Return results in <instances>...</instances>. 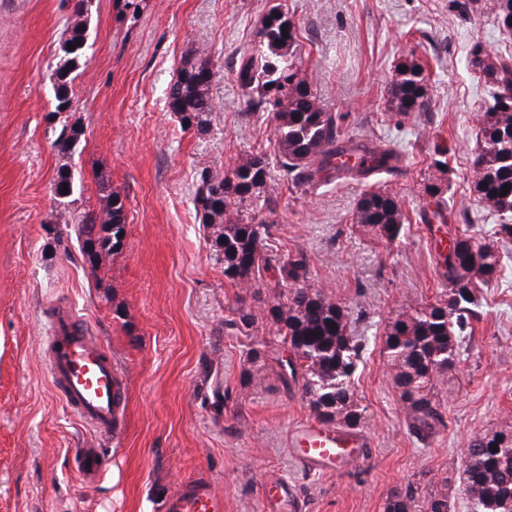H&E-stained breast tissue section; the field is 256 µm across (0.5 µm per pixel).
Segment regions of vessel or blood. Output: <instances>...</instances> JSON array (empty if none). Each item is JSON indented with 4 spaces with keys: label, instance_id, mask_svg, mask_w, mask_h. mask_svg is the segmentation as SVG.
<instances>
[{
    "label": "vessel or blood",
    "instance_id": "b4317fda",
    "mask_svg": "<svg viewBox=\"0 0 512 512\" xmlns=\"http://www.w3.org/2000/svg\"><path fill=\"white\" fill-rule=\"evenodd\" d=\"M51 333L44 351L54 388L67 408L99 439H109L121 429L126 399L122 375L112 363L110 349L92 335L86 321L67 306H52ZM291 457L311 472H333L357 465L367 435L316 420L292 423L286 432ZM77 470L84 480L94 479L105 464L95 448L76 453ZM292 485L275 481L264 507L279 512L292 498ZM167 512H224V497L213 482L196 478L180 485L167 502Z\"/></svg>",
    "mask_w": 512,
    "mask_h": 512
}]
</instances>
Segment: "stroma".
Wrapping results in <instances>:
<instances>
[{"mask_svg":"<svg viewBox=\"0 0 512 512\" xmlns=\"http://www.w3.org/2000/svg\"><path fill=\"white\" fill-rule=\"evenodd\" d=\"M281 5L298 31V67L325 107L400 156L392 175L301 185L269 166L262 197L244 221L270 226L281 255L303 253L313 287L347 312L365 341L354 382L364 457L343 472H307L285 445L288 426L310 417L301 387L283 388L271 361L249 362L251 339L226 328L239 305L263 309L274 274L244 292L224 277L193 198L202 167L221 173L240 156L273 152L274 125L247 114L232 71L257 48L261 17ZM495 0H92L70 114L84 134L68 157L47 119L67 19L64 0H0V512H166L183 480L208 477L224 512H262L270 480L288 481L295 512H384L394 490L447 493L451 512H472L463 482L472 435L512 428V240L500 245L498 279L479 290V315L454 369L436 384L442 425L410 429L383 353L385 333L407 305L436 303L445 286L437 250L450 234L486 239L496 219L476 202L472 162L483 145L477 117L486 79L471 51L512 53L493 22ZM207 53L213 110L205 133L182 130L167 104L185 57ZM424 66L431 109L389 117L386 87L407 57ZM446 152L447 172L433 160ZM68 166L74 189L53 183ZM125 199L123 249L90 269L77 242L58 248V211L103 204L100 182ZM445 187L446 230L423 221L425 187ZM396 195L403 231L387 241L355 224L367 189ZM72 306L103 337L127 380L122 434L103 442L107 464L81 481L74 461L91 433L55 393L44 359L47 305ZM223 377L213 403L207 377Z\"/></svg>","mask_w":512,"mask_h":512,"instance_id":"obj_1","label":"stroma"}]
</instances>
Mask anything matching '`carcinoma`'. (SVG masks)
Listing matches in <instances>:
<instances>
[{"label": "carcinoma", "mask_w": 512, "mask_h": 512, "mask_svg": "<svg viewBox=\"0 0 512 512\" xmlns=\"http://www.w3.org/2000/svg\"><path fill=\"white\" fill-rule=\"evenodd\" d=\"M92 0H76L62 44L64 64L56 72L54 111L72 107L70 73L78 65L87 41ZM494 23L512 35V0H497ZM287 32H282V29ZM259 49L246 50L234 62L237 81L244 92L247 111L272 116L277 144V163L283 180L293 184L314 181L332 170L352 179L372 174L397 172L395 153L372 146L357 135L342 131L343 116L328 111L305 79L299 77L295 58L297 28L288 12L272 7L259 21L256 31ZM79 42L74 49L70 43ZM481 46L472 52L470 66L491 79L493 93L481 115L485 146L473 160V179L483 210L498 215L512 213V55L486 63ZM213 72L205 52L185 63L169 86L168 106L182 129L202 132L213 110L209 88ZM389 109L408 117L430 110L424 68L415 61L400 64L387 87ZM82 136L78 124L63 122L53 142L57 153L72 151ZM269 161L262 152L240 157L224 175L202 168L194 195V208L202 223L212 229L217 260L224 263V277L237 287L250 290L268 270L277 272L288 291L266 308V317L277 326L276 340H257L248 357L266 353L276 363L277 376L288 387L302 383L312 414L326 424L354 428L360 408L351 389L352 378L363 345L351 335L343 308L309 284L308 262L304 254L283 257L268 252L265 237L257 226L241 219L239 205L259 197L266 185ZM507 195H501L504 185ZM105 207L76 218L75 233L80 251L90 267L121 251L125 245L127 213L125 199L100 181ZM355 222L388 241L396 240L402 229L399 200L382 189L361 194ZM474 236L460 234L449 241L448 252L439 254L445 297L434 304L408 305L389 324L384 354L393 371L394 383L410 426L423 431L442 423L433 401L435 381L452 368L460 347L470 334L471 320L477 317L475 290L497 279L500 256L489 242L473 245ZM257 321L244 306L233 309L227 327L246 336ZM291 348L289 361L277 356V346ZM465 492L474 512H512V430L492 435L476 434L466 448ZM448 496L421 492L408 487L389 497L385 512H448Z\"/></svg>", "instance_id": "carcinoma-1"}]
</instances>
